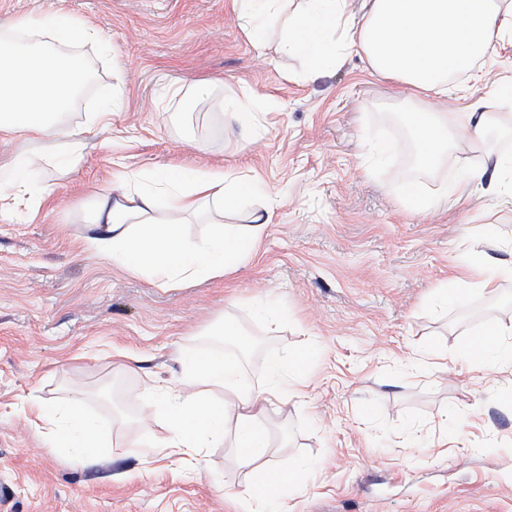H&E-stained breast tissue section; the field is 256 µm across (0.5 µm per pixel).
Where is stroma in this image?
<instances>
[{
	"label": "stroma",
	"instance_id": "1",
	"mask_svg": "<svg viewBox=\"0 0 512 512\" xmlns=\"http://www.w3.org/2000/svg\"><path fill=\"white\" fill-rule=\"evenodd\" d=\"M62 11L101 39L70 47L93 73L63 123L89 125L107 90L120 98L76 168L58 164L60 142L0 140V164L39 155L51 194L0 211V512H249V477L229 447L199 462L133 444L164 435L139 420L145 383L174 385L180 352L224 346L232 321L260 349L236 351L244 381L267 380L270 358L312 346L304 395L268 412L281 465L312 475L287 494L290 512H512V371L456 362L415 367L417 349L455 350L462 335L512 324V279L498 298L472 293L442 310L438 288L475 281L480 251L512 260V208L460 191L445 209L409 211L405 189L435 196L448 174L502 155L512 134L490 131L467 154L456 146L433 169L405 179L377 160L389 123L409 125L424 98L376 72L365 57L303 76L271 32L257 50L233 0H0V24ZM464 81L449 116L469 111L512 76V45ZM211 89L195 103L198 86ZM250 98L248 129L229 126L226 104ZM224 169L256 181L274 214L249 263L224 276L162 288L82 246L93 200L121 171ZM277 301L288 320L272 329L253 302ZM109 429L93 464L50 451L30 408L72 388Z\"/></svg>",
	"mask_w": 512,
	"mask_h": 512
}]
</instances>
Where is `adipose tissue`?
I'll return each instance as SVG.
<instances>
[{"label":"adipose tissue","mask_w":512,"mask_h":512,"mask_svg":"<svg viewBox=\"0 0 512 512\" xmlns=\"http://www.w3.org/2000/svg\"><path fill=\"white\" fill-rule=\"evenodd\" d=\"M242 30L257 48H265L268 30L280 29V48L312 67H332L346 54L365 56L387 77L416 93L448 99L451 76L471 73L500 42L512 41V0H363L361 13L353 0H234ZM89 24L55 11L41 18L20 17L0 29V138L41 139L68 134L69 166L82 157V130L65 131L61 117L70 111L87 78L86 67L66 46L98 39ZM512 107V79L493 84L488 98L472 104L460 123L470 129L471 143L481 142L499 123L497 108ZM426 166L437 165L448 149V115L423 106L411 115ZM31 155L16 154L9 176L0 181V198L12 195L15 207L31 204L35 175ZM474 186L512 204V161L495 159L474 169ZM254 184L223 171L152 168L121 173L91 210L83 247L91 255L111 259L163 288L224 276L245 266L258 238L273 216L272 206L254 212L249 223L228 224ZM208 216L206 234L194 239L186 227ZM471 260L481 274L463 287L437 289L433 304L459 303L477 291L496 296L500 280L512 277V263H495L484 253ZM310 349L276 358L267 367L264 389L255 391L242 379L239 361L213 352L189 353L183 371L168 391L147 386L145 416L163 413L168 435L141 441L143 453L155 448L169 454L200 453L231 443L240 468L252 475L249 495L258 507L280 505L284 488L305 484L309 468L295 463L281 470L272 458L274 441L264 420L269 405L287 409L299 396ZM454 359L477 368H512V327L495 326L481 338L462 340ZM83 392L75 388L66 401L39 404L53 448L81 449L92 456L102 447L103 426L81 410Z\"/></svg>","instance_id":"obj_1"}]
</instances>
